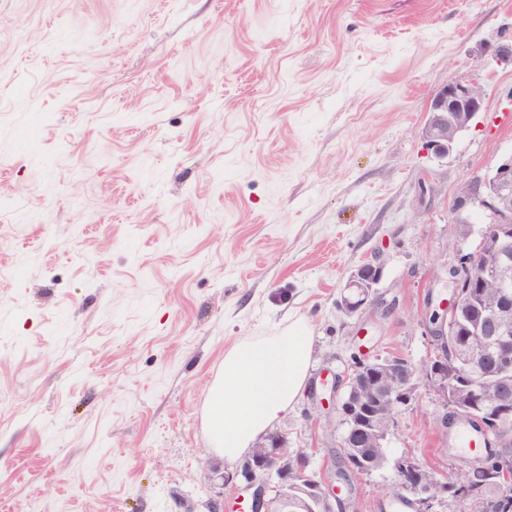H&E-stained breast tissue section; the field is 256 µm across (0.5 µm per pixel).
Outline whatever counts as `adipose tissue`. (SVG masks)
<instances>
[{
  "mask_svg": "<svg viewBox=\"0 0 512 512\" xmlns=\"http://www.w3.org/2000/svg\"><path fill=\"white\" fill-rule=\"evenodd\" d=\"M314 338L304 320L277 336H260L224 355L203 412L210 443L233 461L287 415L307 387Z\"/></svg>",
  "mask_w": 512,
  "mask_h": 512,
  "instance_id": "obj_1",
  "label": "adipose tissue"
}]
</instances>
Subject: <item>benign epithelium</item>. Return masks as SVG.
Wrapping results in <instances>:
<instances>
[{
    "instance_id": "7a95c632",
    "label": "benign epithelium",
    "mask_w": 512,
    "mask_h": 512,
    "mask_svg": "<svg viewBox=\"0 0 512 512\" xmlns=\"http://www.w3.org/2000/svg\"><path fill=\"white\" fill-rule=\"evenodd\" d=\"M482 109L483 93L477 82L448 79L435 92L421 131L427 149L438 158L448 156ZM468 187L453 218L457 225L453 260L440 258L433 265L435 277L445 276L453 284L452 297L441 300L438 308L425 316L427 331L434 337L433 355L420 366L397 355L383 366L369 361L356 364L348 382L356 389L353 398L336 399V379L320 380L321 388L330 391L332 411L344 425L339 444L342 476L371 472L373 459L357 456V449L385 447L399 409L408 405L421 387L442 400V423H448L451 416L480 429L494 428L499 444H512V428L494 425L495 419L488 415L490 405L512 412V396L504 386L497 385L487 393L469 385L465 399L448 398V367L452 364L471 366L490 354L500 374L512 372V307L508 305L512 294V155L491 175L469 182ZM472 198L489 210L492 223L501 225V232L486 236L462 214L461 207ZM384 265L385 259L378 255L351 271L338 302L345 313L353 315L365 307L382 280ZM488 281L496 284L498 294L486 300V321L476 329L480 345L471 337L461 344L457 336L460 316L469 305L467 289L483 288ZM385 466L402 475H416L422 468L411 454L388 457ZM308 467V458L289 453L279 436L256 449L239 475L250 492L249 512H272L274 507L278 512H336L347 486L333 478L326 480ZM239 476L227 472L220 479L229 484ZM433 484L442 488L441 496H427ZM411 494L418 512H434L435 504L448 497V479L435 476L428 483L415 485Z\"/></svg>"
}]
</instances>
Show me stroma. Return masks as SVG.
<instances>
[{
	"mask_svg": "<svg viewBox=\"0 0 512 512\" xmlns=\"http://www.w3.org/2000/svg\"><path fill=\"white\" fill-rule=\"evenodd\" d=\"M509 43L512 0H0V512H241L202 406L297 319L310 381L421 364L458 190L512 154ZM471 77L484 110L435 157L431 99ZM323 414L304 394L271 432L329 473ZM442 414L419 390L388 452L449 476ZM394 482L353 476L345 512ZM385 261L382 256L378 255L373 260L351 271L338 302L339 307L345 313L353 315L365 307L374 288L382 280Z\"/></svg>",
	"mask_w": 512,
	"mask_h": 512,
	"instance_id": "stroma-1",
	"label": "stroma"
}]
</instances>
